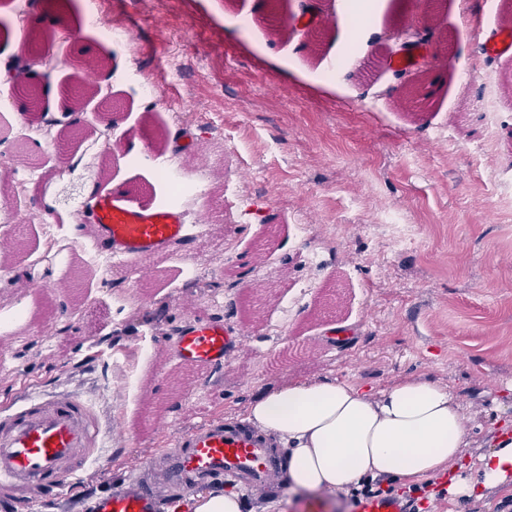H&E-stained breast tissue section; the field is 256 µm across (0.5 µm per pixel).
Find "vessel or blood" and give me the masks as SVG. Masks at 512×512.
<instances>
[{"mask_svg":"<svg viewBox=\"0 0 512 512\" xmlns=\"http://www.w3.org/2000/svg\"><path fill=\"white\" fill-rule=\"evenodd\" d=\"M492 60L512 56V31L482 44ZM73 226L74 243L91 242L114 262L145 274L157 257L184 241L186 213L155 194L116 189L83 203ZM243 329L198 317L178 331L174 358L205 369L223 366L242 344ZM105 435L91 401L72 392L39 390L20 407L0 413V512H44L72 498L86 468L106 466ZM222 481L252 498L283 491L281 455L249 421L207 420L172 448L144 461L123 484L89 495L82 512H176L197 483Z\"/></svg>","mask_w":512,"mask_h":512,"instance_id":"b4317fda","label":"vessel or blood"}]
</instances>
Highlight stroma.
I'll list each match as a JSON object with an SVG mask.
<instances>
[{"mask_svg":"<svg viewBox=\"0 0 512 512\" xmlns=\"http://www.w3.org/2000/svg\"><path fill=\"white\" fill-rule=\"evenodd\" d=\"M373 6L377 32L345 43L330 27L313 49L303 36L305 0H280L287 23L279 28L259 0H101L97 9L88 0H28L36 23L22 35L15 0H0V65L14 77L0 95V181L26 186L1 206L62 226L94 194L148 182L163 189L159 171L127 144L115 146L108 178L99 177L92 140L111 124L135 138L164 129L172 150L191 130L204 152L224 151L223 166L208 173L224 223L175 245L128 314L114 316L102 277L85 275L79 301L61 290L82 258L36 263L41 224L20 225L23 245L4 260L0 307L17 318L0 334V411L21 405L32 387L65 390L91 399L101 426L114 430L109 469H87L77 496L119 485L205 419L246 416L255 394L291 379L334 376L378 391L425 377L451 388L469 431L467 474L477 472L489 430L512 419V210L497 206L512 180V58L489 60L480 47L481 35L512 20V0H470L466 10L441 0L435 30L421 34L414 27L426 0ZM96 11L121 39L86 24ZM245 14L252 31L233 30ZM66 22L75 30L48 62L59 94L39 99L57 133L71 137L52 148L23 123L19 77L40 85L24 45L46 44ZM403 43L437 54L428 64L433 93L412 110L396 99L413 71L387 65ZM331 53L350 67L324 85L318 68ZM98 60L107 112L72 111L87 64ZM488 70L505 77L489 137L478 114V76ZM392 220L407 242L377 232ZM186 258L201 273L191 284L177 277ZM194 316L250 329L219 372L170 358L177 330ZM34 323L64 331L37 336ZM337 327L347 345L335 343ZM96 340L132 356L100 366ZM142 345L145 360L134 355Z\"/></svg>","mask_w":512,"mask_h":512,"instance_id":"stroma-1","label":"stroma"}]
</instances>
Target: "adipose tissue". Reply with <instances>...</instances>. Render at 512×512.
Masks as SVG:
<instances>
[{"label": "adipose tissue", "mask_w": 512, "mask_h": 512, "mask_svg": "<svg viewBox=\"0 0 512 512\" xmlns=\"http://www.w3.org/2000/svg\"><path fill=\"white\" fill-rule=\"evenodd\" d=\"M247 419L286 445L291 490L331 496L365 479L418 483L469 445L455 393L422 378L377 392L330 376L291 380L259 392ZM491 446L478 481L452 477L449 494L512 485V433L501 430Z\"/></svg>", "instance_id": "1"}]
</instances>
